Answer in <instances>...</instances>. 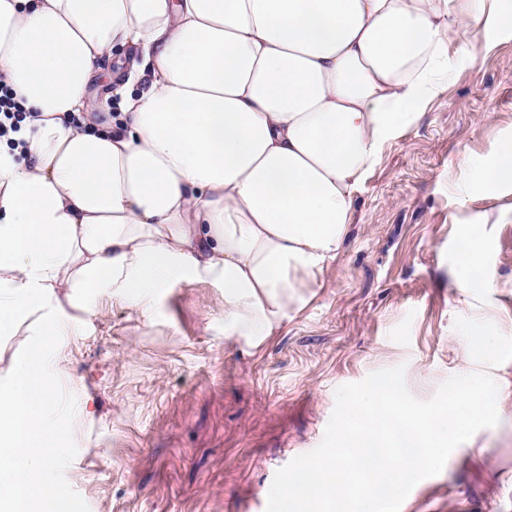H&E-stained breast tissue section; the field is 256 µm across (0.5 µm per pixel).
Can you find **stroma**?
<instances>
[{
    "label": "stroma",
    "instance_id": "stroma-1",
    "mask_svg": "<svg viewBox=\"0 0 512 512\" xmlns=\"http://www.w3.org/2000/svg\"><path fill=\"white\" fill-rule=\"evenodd\" d=\"M447 82L388 144L322 288L260 349L224 336V291L163 289L144 310L101 291L49 355L64 439L52 474L81 512H264L276 471L317 448L340 386L403 367L422 400L453 375L487 371L500 421L476 432L400 512H512V190L474 180L512 138V29L452 49ZM478 227L485 285L458 287L465 223ZM496 313L482 323L483 310ZM499 351L474 355L478 337Z\"/></svg>",
    "mask_w": 512,
    "mask_h": 512
}]
</instances>
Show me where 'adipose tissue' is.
Returning a JSON list of instances; mask_svg holds the SVG:
<instances>
[{
  "mask_svg": "<svg viewBox=\"0 0 512 512\" xmlns=\"http://www.w3.org/2000/svg\"><path fill=\"white\" fill-rule=\"evenodd\" d=\"M511 25L512 0H0V83L30 114L0 139V335L31 334L0 389V505L62 507L45 417L62 299L146 307L212 282L225 337L259 347L322 287L450 47ZM461 161L512 187V139Z\"/></svg>",
  "mask_w": 512,
  "mask_h": 512,
  "instance_id": "1",
  "label": "adipose tissue"
}]
</instances>
